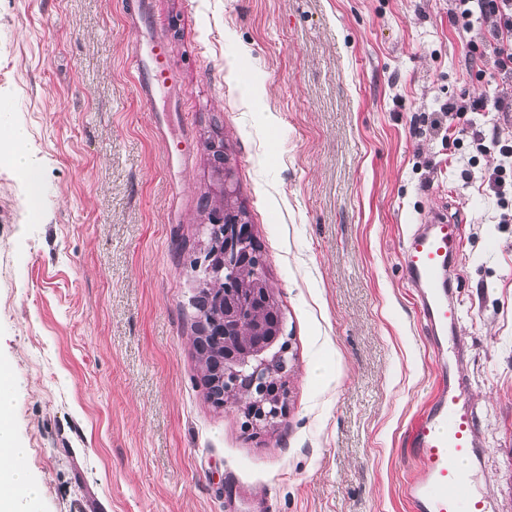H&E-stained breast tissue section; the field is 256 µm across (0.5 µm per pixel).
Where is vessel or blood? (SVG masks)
Returning a JSON list of instances; mask_svg holds the SVG:
<instances>
[{"instance_id": "obj_1", "label": "vessel or blood", "mask_w": 512, "mask_h": 512, "mask_svg": "<svg viewBox=\"0 0 512 512\" xmlns=\"http://www.w3.org/2000/svg\"><path fill=\"white\" fill-rule=\"evenodd\" d=\"M130 67L148 102L178 82L168 47L159 40L137 48ZM460 246L457 218L436 213L407 228L399 254L414 288L435 373L432 394L401 436L404 454L420 462L401 488L408 512H491L474 491V463L481 454L475 416L455 378L448 347V332L459 320L448 270Z\"/></svg>"}]
</instances>
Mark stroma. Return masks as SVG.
<instances>
[{"mask_svg":"<svg viewBox=\"0 0 512 512\" xmlns=\"http://www.w3.org/2000/svg\"><path fill=\"white\" fill-rule=\"evenodd\" d=\"M0 0V116L42 164L31 214L0 165V366L37 512H407L403 428L434 372L398 253L462 222L457 378L483 453L476 492L512 512V223L495 153L435 112L494 97L468 66L486 27L454 0ZM164 41L180 82L143 101L128 66ZM166 137H158L157 128ZM223 137L285 320L286 411L252 427L208 398L190 263ZM486 111L489 112L488 99L485 97L461 96L460 98H450L448 99V104H444L439 109V112L442 114V118L436 121V128L443 132V136H447L452 124L450 117L454 115H463L467 112H471L475 115H482L483 113L481 112Z\"/></svg>","mask_w":512,"mask_h":512,"instance_id":"1","label":"stroma"}]
</instances>
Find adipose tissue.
<instances>
[{
  "instance_id": "ef3b65f1",
  "label": "adipose tissue",
  "mask_w": 512,
  "mask_h": 512,
  "mask_svg": "<svg viewBox=\"0 0 512 512\" xmlns=\"http://www.w3.org/2000/svg\"><path fill=\"white\" fill-rule=\"evenodd\" d=\"M27 131L16 123L0 120V163L18 170L31 206L42 196L41 165L26 147ZM13 409L10 390L0 388V512H34L40 486L23 467L27 450L16 439L9 419Z\"/></svg>"
}]
</instances>
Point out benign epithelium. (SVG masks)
<instances>
[{
	"mask_svg": "<svg viewBox=\"0 0 512 512\" xmlns=\"http://www.w3.org/2000/svg\"><path fill=\"white\" fill-rule=\"evenodd\" d=\"M205 239L192 264L193 297H209L206 309L197 313L196 337L224 346V359L205 372L209 397L218 406L233 393L228 373L248 367L253 375L245 411L257 426H273L282 416L284 397L278 388L268 387L275 359L288 363L283 344L284 325L265 322V309L276 305L273 289L263 274L264 264L255 251V234L247 216L231 215L222 206L207 213L203 224Z\"/></svg>",
	"mask_w": 512,
	"mask_h": 512,
	"instance_id": "1",
	"label": "benign epithelium"
}]
</instances>
